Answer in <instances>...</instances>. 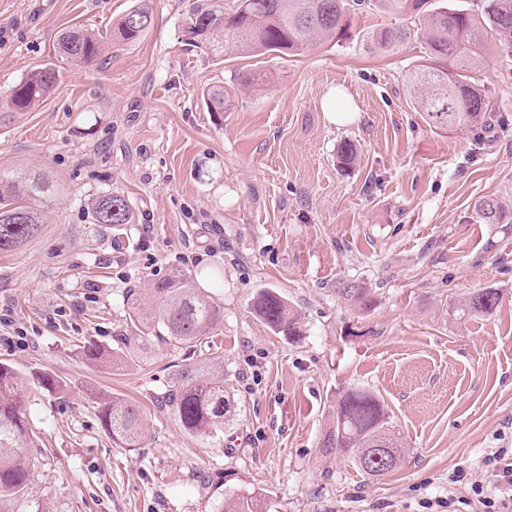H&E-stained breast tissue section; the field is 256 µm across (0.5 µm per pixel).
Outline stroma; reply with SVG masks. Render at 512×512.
Segmentation results:
<instances>
[{
	"label": "stroma",
	"mask_w": 512,
	"mask_h": 512,
	"mask_svg": "<svg viewBox=\"0 0 512 512\" xmlns=\"http://www.w3.org/2000/svg\"><path fill=\"white\" fill-rule=\"evenodd\" d=\"M135 2L0 0V98L38 66L59 73L42 104L0 124V169L55 186L39 232L0 252V362L23 378L33 433L28 491L0 512H213L247 490L268 512H448L449 473L512 448V229L474 211L489 197L512 207V55L473 73L486 125L452 133L429 127L403 84L419 40L393 55L361 44L393 21L372 9L339 45L225 60L185 41L209 0H147L153 25L103 66L58 56L64 29L106 34ZM253 68L262 91L206 110L204 90ZM336 88L354 106L339 124L323 107ZM109 193L134 223H93ZM177 272L223 305L219 335L190 349L124 340L126 293ZM262 288L294 307L298 335L252 314ZM478 288L498 289L495 312L451 319L449 303ZM91 341L121 366L85 361ZM212 357L235 404L214 439L164 406L175 365ZM352 386L382 397L400 435L388 474L320 452ZM112 396L142 410L141 447L105 431Z\"/></svg>",
	"instance_id": "stroma-1"
}]
</instances>
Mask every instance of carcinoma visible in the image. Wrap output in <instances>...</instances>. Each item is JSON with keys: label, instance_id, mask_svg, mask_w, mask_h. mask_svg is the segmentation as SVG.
<instances>
[{"label": "carcinoma", "instance_id": "1", "mask_svg": "<svg viewBox=\"0 0 512 512\" xmlns=\"http://www.w3.org/2000/svg\"><path fill=\"white\" fill-rule=\"evenodd\" d=\"M373 5L400 20L371 31L364 39L373 53L394 54L417 34L423 56L405 75L407 87L428 123L437 130L457 131L483 125L489 106L485 89L470 81L468 71L481 65L498 49L512 53V0H477V9L458 0H235L227 9L219 4L197 10L185 27L186 41L215 53L264 55L278 52L296 56L317 43H337L348 34L350 16ZM152 14L144 5L131 7L117 22V39L130 44L147 31ZM58 54L85 66L104 63L102 39L80 27L62 32ZM58 72L51 66L31 71L0 100V120L30 112L53 90ZM209 112H227L233 94L222 86L203 94ZM52 194L43 177L0 171V251L17 248L33 237L43 223L42 200ZM482 224H502L507 210L497 199L475 204ZM95 224H130L133 213L119 194H106L92 208ZM149 300L133 291L127 297V327L139 337L177 348H192L213 335L224 322V308L194 286L186 274L172 275L151 284ZM500 302L495 288H481L453 307L456 319L488 316ZM252 311L271 331L285 336L299 333L297 314L274 290L256 294ZM85 358L91 363L115 366L119 358L91 342ZM168 403L188 433L211 438L224 429L234 404L224 391V361L202 360L177 366ZM336 423L322 443L325 451L352 455L359 469L370 476L383 475L400 464L399 438L389 429L390 415L380 398L365 387L346 390L336 403ZM101 419L123 448H137L145 436L139 408L114 397L104 403ZM389 436L388 462H374V441ZM28 441L26 407L17 370L0 362V504L21 496L31 477L24 452ZM255 494L231 493L215 505V512H265Z\"/></svg>", "mask_w": 512, "mask_h": 512}]
</instances>
